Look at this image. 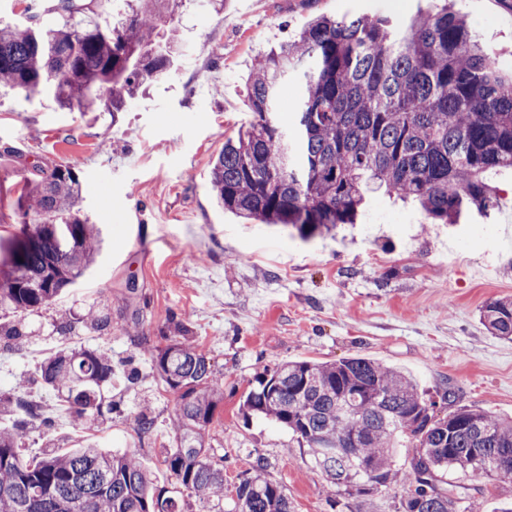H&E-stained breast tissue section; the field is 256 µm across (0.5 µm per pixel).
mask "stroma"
Segmentation results:
<instances>
[{"label": "stroma", "mask_w": 512, "mask_h": 512, "mask_svg": "<svg viewBox=\"0 0 512 512\" xmlns=\"http://www.w3.org/2000/svg\"><path fill=\"white\" fill-rule=\"evenodd\" d=\"M430 0H186L174 24L171 72L122 112H71L49 96L31 99L0 88V239L17 228L16 199L38 167H72L82 213L100 239L87 274L56 301L35 311L0 307V326L23 334L0 343V392L23 379L29 398L53 422L32 430L22 452L84 440L138 453L159 485L171 486L163 464L174 447L175 396L151 369L148 348L183 324L217 374L224 398L203 443L223 459L228 482L256 458L285 489L293 512H394L398 489L335 496L288 430L244 418L239 403L264 369L288 361L333 362L356 354L410 374L420 392L455 394V407L512 417V341L492 336L479 319L485 301L512 298V171H490L499 211L463 214L455 224L426 223L413 205L368 198L357 224L334 237L303 241L286 230L244 221L217 207L212 161L227 137L248 125L247 79L257 56L277 47L318 15L391 16L407 24ZM485 53L512 71V0H456ZM399 220L403 232L391 222ZM471 236L468 253L458 239ZM109 315L116 331L84 321ZM72 330L62 334V322ZM112 358L111 419L76 425L57 392L37 384L42 363L73 349ZM140 376L128 383L124 361ZM153 420L138 438L139 412ZM481 512H502L512 484L451 472Z\"/></svg>", "instance_id": "1"}]
</instances>
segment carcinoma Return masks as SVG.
<instances>
[{
    "label": "carcinoma",
    "instance_id": "1",
    "mask_svg": "<svg viewBox=\"0 0 512 512\" xmlns=\"http://www.w3.org/2000/svg\"><path fill=\"white\" fill-rule=\"evenodd\" d=\"M182 0H126L102 26L96 0H53L40 22L0 24V84L26 97L46 91L65 109L121 112L173 62L174 20ZM296 120L269 117L289 79ZM253 115L213 162L211 193L246 220L281 224L303 241L354 224L370 186L417 203L431 221L453 224L462 209L487 212L498 198L486 174L512 170V74L480 48L464 16L447 7L421 11L405 30L388 17H317L278 49L262 54L246 86ZM78 175L68 166L23 178L19 233L4 247L0 306L33 311L80 279L98 253V234L80 214ZM65 226L61 249L49 227ZM480 320L512 341V298H491ZM153 373L176 394V447L163 464L176 490L159 489L133 453L87 443L28 460L20 440L48 426L21 392L0 394L16 416L0 429V512H292L283 486L256 459L224 505V460L204 448L223 381L188 331L150 351ZM112 358L63 351L43 365L40 383L56 390L75 420L98 419L112 386ZM414 379L355 355L336 362L289 361L264 370L244 397V418L264 417L297 437L338 495L402 487L395 512H467L469 495L444 483L459 470L512 483V419L457 408L444 417ZM415 449L410 468L398 449Z\"/></svg>",
    "mask_w": 512,
    "mask_h": 512
}]
</instances>
